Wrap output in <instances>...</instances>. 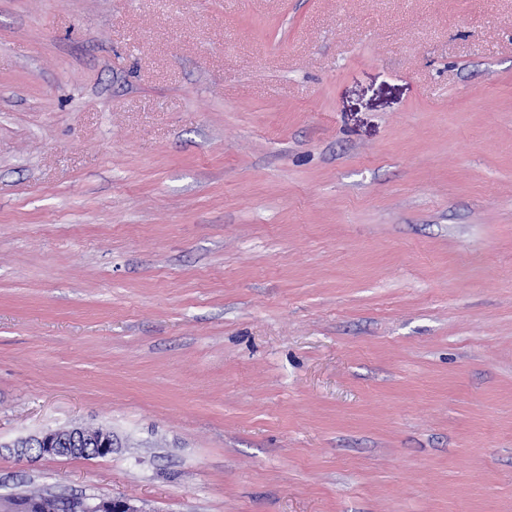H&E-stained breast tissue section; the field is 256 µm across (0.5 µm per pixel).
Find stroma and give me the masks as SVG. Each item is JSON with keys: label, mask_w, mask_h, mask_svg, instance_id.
I'll list each match as a JSON object with an SVG mask.
<instances>
[{"label": "stroma", "mask_w": 512, "mask_h": 512, "mask_svg": "<svg viewBox=\"0 0 512 512\" xmlns=\"http://www.w3.org/2000/svg\"><path fill=\"white\" fill-rule=\"evenodd\" d=\"M20 492L512 512V0H0ZM21 448L35 451V458L44 457H103L112 454L118 443L110 431L99 430L93 439L86 438L79 427L48 430L34 439L21 442Z\"/></svg>", "instance_id": "35a3bbf8"}]
</instances>
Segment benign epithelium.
I'll return each instance as SVG.
<instances>
[{"instance_id":"obj_1","label":"benign epithelium","mask_w":512,"mask_h":512,"mask_svg":"<svg viewBox=\"0 0 512 512\" xmlns=\"http://www.w3.org/2000/svg\"><path fill=\"white\" fill-rule=\"evenodd\" d=\"M21 447L35 451V457H103L112 454L118 447L110 431L101 430L92 438H86L84 429L79 427L48 430L39 436L21 442ZM67 512H143L126 500L111 499L92 501L83 496L66 499Z\"/></svg>"}]
</instances>
